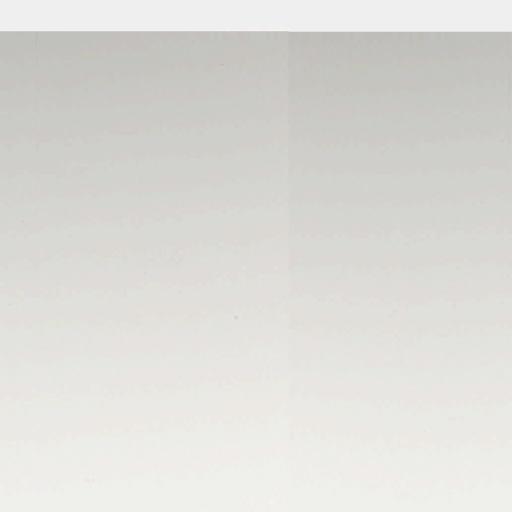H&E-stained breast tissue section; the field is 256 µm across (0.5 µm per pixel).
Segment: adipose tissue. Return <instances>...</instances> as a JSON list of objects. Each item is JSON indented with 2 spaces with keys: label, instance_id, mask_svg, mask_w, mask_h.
I'll use <instances>...</instances> for the list:
<instances>
[{
  "label": "adipose tissue",
  "instance_id": "ef3b65f1",
  "mask_svg": "<svg viewBox=\"0 0 512 512\" xmlns=\"http://www.w3.org/2000/svg\"><path fill=\"white\" fill-rule=\"evenodd\" d=\"M39 37L44 54L29 62L26 41ZM0 48L11 50L21 92L9 108L19 124L0 126V177L12 202L10 231L0 235V317L14 335L38 333L42 341L22 349L0 347V359L108 358L126 336L140 334V353H175L206 358L216 334L233 344L227 356L250 362L273 338V352L293 363L314 353L348 356L350 363L439 364L477 362L486 339L512 352V336L485 318L512 295V246L479 250L459 245L452 268L439 266L436 247L413 232L418 207L430 186L444 185L454 200L448 223L467 226L512 204V137L495 143L493 157L467 153L460 145L475 126L464 112L479 106L512 112V8L505 0H454L441 12L436 0H29L0 9ZM135 51L138 65L104 70L98 59ZM471 66L477 77L470 96L448 100L404 95L390 103L389 119L361 118L360 93L342 84L333 97L310 96L307 65L368 61L378 56L415 57V84L454 81L458 69H443L438 53ZM263 57L262 69H246L244 58ZM166 74V82L142 94L140 77ZM186 75L183 83L174 82ZM225 84H218V77ZM269 89L277 103L276 136L264 137L271 174L259 188L274 200L273 216L225 206L240 189L234 165L216 176L208 146L214 115L210 106L241 107L244 90ZM107 126L110 137L90 140ZM197 147L186 150L182 131ZM23 149H16V142ZM339 143L334 170L354 173L335 180L336 208L324 206L322 152L311 143ZM379 145L389 155L384 180L399 200L388 223H358L345 204L374 183L363 158L346 145ZM179 184L195 216L163 235L149 224H58L27 247L28 228L44 225L60 199L72 207L111 199L168 213L170 184ZM207 208H197L198 200ZM279 242L266 248L267 237ZM269 267L274 276L249 304L237 303L241 274ZM220 270L219 288H187L189 276ZM137 289L122 300L115 284ZM95 285L97 309L81 311L79 285ZM165 301H158V294ZM443 299V308L433 307ZM332 300L323 310L324 300ZM220 308L219 319L200 312ZM341 324L357 335L378 323L397 332L395 346L348 347L325 339L318 320ZM466 319L469 340L453 352L429 344L430 331L445 320ZM74 328L59 337L61 326ZM95 335H85L86 327Z\"/></svg>",
  "mask_w": 512,
  "mask_h": 512
}]
</instances>
